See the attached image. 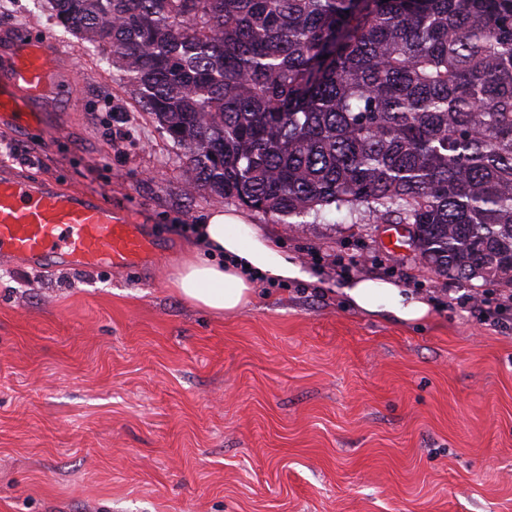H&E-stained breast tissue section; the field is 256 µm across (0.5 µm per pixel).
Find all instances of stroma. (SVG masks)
Listing matches in <instances>:
<instances>
[{
  "label": "stroma",
  "mask_w": 512,
  "mask_h": 512,
  "mask_svg": "<svg viewBox=\"0 0 512 512\" xmlns=\"http://www.w3.org/2000/svg\"><path fill=\"white\" fill-rule=\"evenodd\" d=\"M45 2L0 0V51L53 43L73 83L57 126L0 125V166L102 196L161 251L134 270L0 259V512H512V310H474L366 213L289 226L246 207L315 282L258 281L224 315L190 304L173 280L193 227L234 203L185 195L182 149ZM358 278L429 315L347 306ZM343 293L352 308L385 314L400 323L424 319L430 312V304L424 298L389 281L352 279L344 285Z\"/></svg>",
  "instance_id": "1"
}]
</instances>
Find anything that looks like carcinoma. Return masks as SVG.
I'll list each match as a JSON object with an SVG mask.
<instances>
[{
  "label": "carcinoma",
  "instance_id": "cac0c4a2",
  "mask_svg": "<svg viewBox=\"0 0 512 512\" xmlns=\"http://www.w3.org/2000/svg\"><path fill=\"white\" fill-rule=\"evenodd\" d=\"M184 150L190 194L360 209L512 288V0H47Z\"/></svg>",
  "mask_w": 512,
  "mask_h": 512
}]
</instances>
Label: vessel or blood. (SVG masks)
<instances>
[{"instance_id":"obj_1","label":"vessel or blood","mask_w":512,"mask_h":512,"mask_svg":"<svg viewBox=\"0 0 512 512\" xmlns=\"http://www.w3.org/2000/svg\"><path fill=\"white\" fill-rule=\"evenodd\" d=\"M61 67L48 43L15 39L0 54V123L22 130L51 124L47 104L58 92ZM157 251L155 239L99 196L0 169L1 257L35 268L132 269L150 263Z\"/></svg>"}]
</instances>
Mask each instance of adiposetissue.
I'll return each mask as SVG.
<instances>
[{
  "instance_id": "obj_1",
  "label": "adipose tissue",
  "mask_w": 512,
  "mask_h": 512,
  "mask_svg": "<svg viewBox=\"0 0 512 512\" xmlns=\"http://www.w3.org/2000/svg\"><path fill=\"white\" fill-rule=\"evenodd\" d=\"M199 242L179 268L174 285L186 301L215 314L233 313L251 302L253 282L311 281V274L259 231L246 226L240 213L211 212L195 227ZM350 306L383 314L400 323L424 319L430 304L398 285L352 279L343 287Z\"/></svg>"
}]
</instances>
